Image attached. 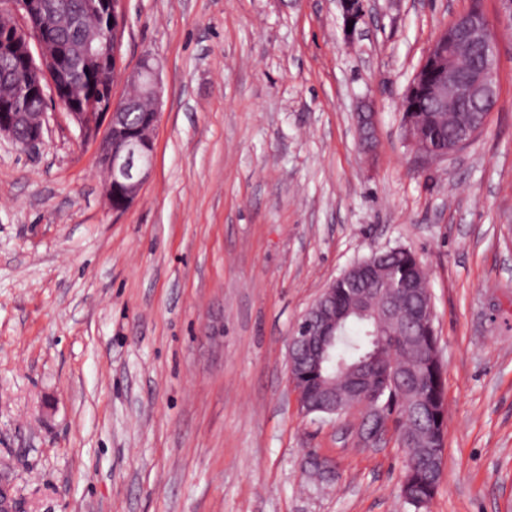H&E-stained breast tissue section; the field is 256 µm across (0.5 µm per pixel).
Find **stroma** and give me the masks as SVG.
Returning <instances> with one entry per match:
<instances>
[{"label":"stroma","mask_w":512,"mask_h":512,"mask_svg":"<svg viewBox=\"0 0 512 512\" xmlns=\"http://www.w3.org/2000/svg\"><path fill=\"white\" fill-rule=\"evenodd\" d=\"M472 0H126L120 58L160 62L154 168L113 211L49 106L0 142V460L23 512H405L403 450L302 415L287 338L353 261L425 267L444 363L428 512H512V24L500 101L419 164L402 99ZM375 114L372 151L355 114ZM343 17L344 30L347 34L354 33L364 22L367 15L368 0H339ZM354 20L351 32H347L348 21ZM12 112V117L4 121L0 120V140L6 138L13 144L21 148L28 149L37 146L43 141L44 132L47 128V112ZM22 124V128H17ZM25 130L23 135L19 134V130Z\"/></svg>","instance_id":"obj_1"}]
</instances>
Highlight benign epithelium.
Here are the masks:
<instances>
[{"label": "benign epithelium", "mask_w": 512, "mask_h": 512, "mask_svg": "<svg viewBox=\"0 0 512 512\" xmlns=\"http://www.w3.org/2000/svg\"><path fill=\"white\" fill-rule=\"evenodd\" d=\"M125 0H106L107 13L113 23L109 32L96 23L89 28L70 57L76 69L102 70L126 79L131 92L123 97L112 94L114 81L107 79L97 97L81 98L72 92L70 83L59 77L61 50L56 42L40 34L42 15L38 0H10V7L0 8V58L7 61L20 57L24 68L19 77L7 84L3 98L16 101H52L69 115L81 140L96 147L97 164L106 174L105 194L112 200L117 189L123 211L136 199L149 179L154 165V133L160 119V66L155 58L144 55L138 66L122 71L120 34L124 20ZM368 0H339L343 23L354 21L357 30L367 15ZM498 41L494 25L483 11L468 10L458 15L434 39L410 85L408 96L426 95L428 105L402 102L404 124L409 143L416 141L410 119L412 112H455L461 102L470 104L469 112L490 114L499 105ZM144 108L147 118L132 128L129 112ZM362 142H371L374 115L358 114ZM47 128V112H15L0 120V139L5 138L24 149L43 141ZM336 281L321 290L301 320L288 336V374L296 392L302 414L318 411L334 419L350 413L358 402L374 393V386L364 377L348 380L344 390H336V380L318 377L302 385L309 372L319 373L321 363L336 344V313L328 304ZM403 284L383 280L377 288L363 290L356 297V311L383 315L395 323L396 311L385 304L370 309V294L386 288L400 289ZM391 432V423L381 419L377 410L364 413L358 430L364 444L381 441L380 429Z\"/></svg>", "instance_id": "obj_1"}]
</instances>
